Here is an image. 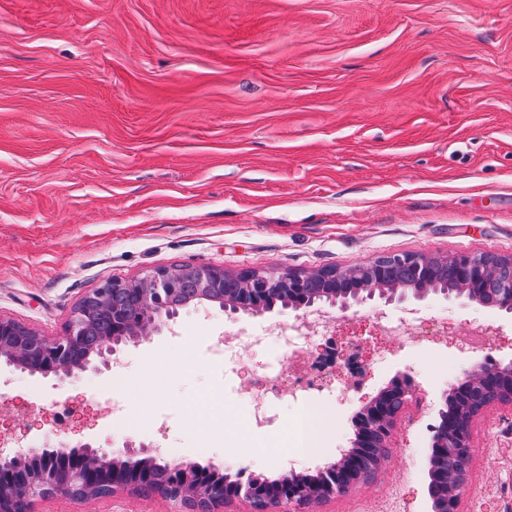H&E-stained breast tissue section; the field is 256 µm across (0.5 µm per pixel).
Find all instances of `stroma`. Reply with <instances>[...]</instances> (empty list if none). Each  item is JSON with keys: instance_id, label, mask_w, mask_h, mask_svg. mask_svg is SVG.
<instances>
[{"instance_id": "obj_1", "label": "stroma", "mask_w": 512, "mask_h": 512, "mask_svg": "<svg viewBox=\"0 0 512 512\" xmlns=\"http://www.w3.org/2000/svg\"><path fill=\"white\" fill-rule=\"evenodd\" d=\"M512 258V0H0V315L63 335L81 297L105 280L174 265L230 273L314 271L392 254ZM340 309L364 364L360 386L325 382L331 417L321 456L286 452L301 403L280 396L273 421L248 427L260 373L281 366L275 338L240 353L245 333L303 311L259 316L208 305L169 331L119 345L126 378L101 362L63 380L0 363V439L11 451L90 443L144 445L161 462L233 471H311L349 447L361 405L400 374L417 402L369 483L301 512H425L424 453L446 389L475 365L512 362V313L428 296L424 342L386 345L374 315ZM482 321L483 353L440 342ZM153 370L138 428L106 416ZM219 396L223 433L190 414ZM462 512H512V409L474 423ZM32 512H185L158 496L35 498Z\"/></svg>"}]
</instances>
